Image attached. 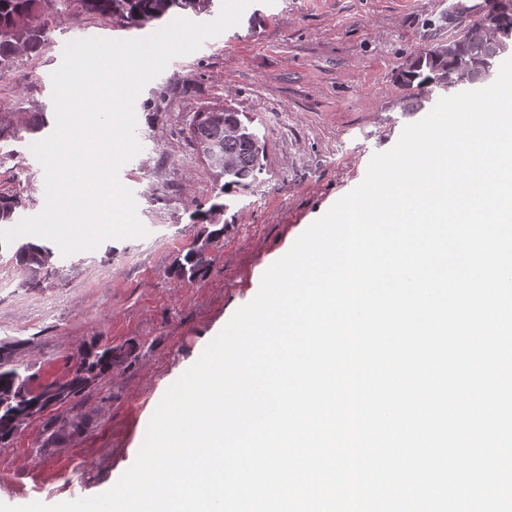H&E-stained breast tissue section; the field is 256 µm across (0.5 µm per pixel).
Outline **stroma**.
Instances as JSON below:
<instances>
[{
    "mask_svg": "<svg viewBox=\"0 0 512 512\" xmlns=\"http://www.w3.org/2000/svg\"><path fill=\"white\" fill-rule=\"evenodd\" d=\"M251 0L239 23L211 38L208 53L178 57L135 103L141 152L119 171L148 233L96 250L56 256V272L31 288L11 251L0 252V355L30 375L33 389L71 378L92 346H135L132 366L115 367L74 399L50 404L0 443V502L22 506L49 492L68 501L109 490L132 465L164 393L199 358L233 314L258 293L264 272L332 205L364 179L372 156L425 117L401 70L431 43L480 22L498 0ZM45 44L0 75V194H21L20 217L38 214L44 171L31 146L49 136L54 108L43 82L58 46L78 34L144 38L154 21L124 26L52 0ZM229 106L252 121L263 170L233 197L219 222L214 176L189 127L197 112ZM43 115L40 134L26 127ZM221 225L195 277L177 262L201 233Z\"/></svg>",
    "mask_w": 512,
    "mask_h": 512,
    "instance_id": "obj_1",
    "label": "stroma"
}]
</instances>
